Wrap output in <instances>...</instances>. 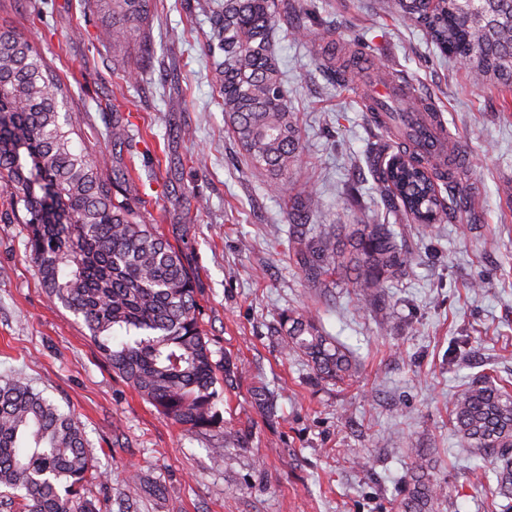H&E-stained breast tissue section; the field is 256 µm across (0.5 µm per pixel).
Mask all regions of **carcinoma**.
I'll return each mask as SVG.
<instances>
[{"mask_svg": "<svg viewBox=\"0 0 512 512\" xmlns=\"http://www.w3.org/2000/svg\"><path fill=\"white\" fill-rule=\"evenodd\" d=\"M112 18L107 31L121 48L146 34L149 0H94ZM288 0H224L209 38L213 81L247 165L269 178L289 214L321 209L311 189L290 187L301 168L297 113L275 55L276 20ZM409 26L424 28L443 55L474 81L512 94V0H392ZM317 68L331 86L349 83L355 54L316 49ZM64 83L33 44L0 31V198L23 225L40 284L54 302L82 321L112 370L157 411L187 433L223 422L219 373L200 319L196 279L182 253L145 221L125 197L128 178L107 173L76 150V119L65 112ZM442 137L440 155L422 154L406 139L398 112L365 108L395 147L372 155L384 208L425 234L458 213L457 187L466 170L448 144V131L428 102ZM305 280L314 288H351L366 311L380 310L388 284L403 274L405 243L389 224H323L288 239ZM283 348L302 358L319 380L344 383L358 365L310 311L280 316ZM462 447L482 458L496 494L512 500V392L487 380L462 385L449 402ZM400 512H440L445 501L434 461L412 443ZM101 478L73 414L21 379L0 384V490L21 500L20 512H99L83 493Z\"/></svg>", "mask_w": 512, "mask_h": 512, "instance_id": "obj_1", "label": "carcinoma"}]
</instances>
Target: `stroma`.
Instances as JSON below:
<instances>
[{
	"label": "stroma",
	"mask_w": 512,
	"mask_h": 512,
	"mask_svg": "<svg viewBox=\"0 0 512 512\" xmlns=\"http://www.w3.org/2000/svg\"><path fill=\"white\" fill-rule=\"evenodd\" d=\"M204 2L150 0L149 48L124 52L103 39L105 19L91 0H0V27L33 42L68 86L75 148L104 170L129 173L145 219L181 248L213 358L230 365L219 384L223 428L185 433L114 374L87 330L43 292L21 225L1 217L0 383L27 380L76 414L102 474L86 490L100 512H397L414 441L436 462L441 512H512L502 498L486 510L495 478L461 447L448 405L484 374L512 385V108L382 0H294L279 20L313 34L277 46L300 120L301 177L322 198L310 225L384 214L368 165L382 137L362 103L367 78L328 86L317 44L336 42L391 80L405 78L469 158L468 205L451 222L422 236L384 214L412 261L388 288L393 328L381 333L352 289L315 297L289 258L282 200L248 168L211 78L206 37L216 10ZM124 55L141 73L137 82L116 76ZM116 110L130 124L121 146L108 135ZM476 279L482 291L470 290ZM307 309L353 354V381L318 380L282 351L280 314ZM261 388L275 417L254 403ZM219 442L226 451L216 459ZM130 470L163 495H128Z\"/></svg>",
	"instance_id": "stroma-1"
}]
</instances>
